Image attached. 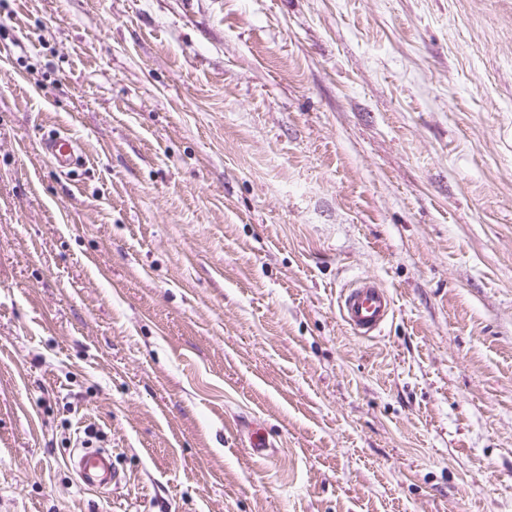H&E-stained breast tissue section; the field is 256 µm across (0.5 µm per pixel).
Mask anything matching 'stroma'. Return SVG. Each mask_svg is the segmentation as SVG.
Masks as SVG:
<instances>
[{
  "label": "stroma",
  "instance_id": "1",
  "mask_svg": "<svg viewBox=\"0 0 512 512\" xmlns=\"http://www.w3.org/2000/svg\"><path fill=\"white\" fill-rule=\"evenodd\" d=\"M0 512H512V0H0ZM41 150L44 154L52 157L57 166L65 167L68 165L73 149L69 139L58 138L43 141L41 143ZM389 291L377 282L363 278L339 296L342 321L360 337H371L388 320L393 309ZM239 433L244 437L249 448V454L264 461L269 456V448L271 444L265 439L263 430L254 421L238 425ZM94 448L88 441H83L81 448H76L70 457L72 469L81 484L87 489H95L112 481L116 484L119 477L112 467V456L105 448Z\"/></svg>",
  "mask_w": 512,
  "mask_h": 512
}]
</instances>
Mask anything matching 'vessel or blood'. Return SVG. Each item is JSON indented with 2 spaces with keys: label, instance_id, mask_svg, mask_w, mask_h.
<instances>
[{
  "label": "vessel or blood",
  "instance_id": "obj_1",
  "mask_svg": "<svg viewBox=\"0 0 512 512\" xmlns=\"http://www.w3.org/2000/svg\"><path fill=\"white\" fill-rule=\"evenodd\" d=\"M41 150L52 157L57 166L64 167L70 160L72 143L65 138L48 139L42 142ZM392 309L393 299L389 291L368 278L345 289L338 300L342 321L360 337L372 336L380 330L390 317ZM238 431L244 437L252 457L261 461L268 457L269 443L261 427L248 422L239 425ZM70 464L81 484L89 489L118 479L112 466V456L103 448L94 449L90 444H82L81 448L73 451Z\"/></svg>",
  "mask_w": 512,
  "mask_h": 512
}]
</instances>
